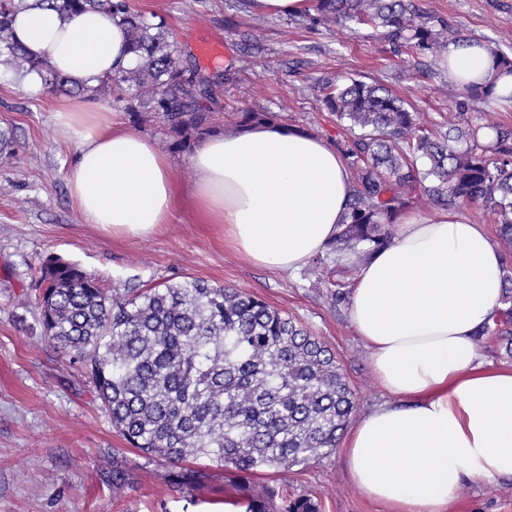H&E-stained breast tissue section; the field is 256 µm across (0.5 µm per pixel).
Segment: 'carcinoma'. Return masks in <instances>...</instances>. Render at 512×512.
Wrapping results in <instances>:
<instances>
[{
	"mask_svg": "<svg viewBox=\"0 0 512 512\" xmlns=\"http://www.w3.org/2000/svg\"><path fill=\"white\" fill-rule=\"evenodd\" d=\"M68 21L89 8L122 17L136 67L86 87L88 99L108 97L125 109L161 113L171 133L198 139L212 131L211 108L200 104L205 80L184 68L164 22L154 23L129 0H36ZM26 0H0V57L10 71L41 75L50 92H72L69 81L32 57L13 35ZM310 22L377 29L396 56L435 65L451 31L423 18L413 0H313ZM326 108L349 137L336 142L352 171L344 223L331 241L336 256H367L390 242L393 217L410 205L419 184L435 206L476 204L494 216L512 251V125L462 131L448 121L425 128L411 103L358 78L316 84ZM276 121L271 112L240 113L235 131ZM422 159L428 168L420 170ZM45 334L82 363L118 432L149 458L196 462L240 478L236 498L246 512H319L307 497L286 498L274 485L248 490L262 469L286 472L336 448L355 409L336 354L306 328L265 301L200 279L110 292L78 265L48 259L34 282ZM493 325L512 356V276Z\"/></svg>",
	"mask_w": 512,
	"mask_h": 512,
	"instance_id": "cac0c4a2",
	"label": "carcinoma"
}]
</instances>
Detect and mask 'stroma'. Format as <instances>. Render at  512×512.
Here are the masks:
<instances>
[{
    "label": "stroma",
    "instance_id": "obj_1",
    "mask_svg": "<svg viewBox=\"0 0 512 512\" xmlns=\"http://www.w3.org/2000/svg\"><path fill=\"white\" fill-rule=\"evenodd\" d=\"M428 17L445 19L467 41L512 56V0H415ZM136 11L164 18L184 67L214 85L213 125L233 130L238 112H272L279 123L329 142L343 139L336 116L321 102L317 78L356 76L407 96L423 126L447 115L459 126L512 124V110L490 101L461 102L448 74L419 70L393 57L368 26L309 28L299 14L269 18L249 0H130ZM218 46L221 59L202 61L198 47ZM59 92L29 94L0 84V129L12 130L15 154L0 159V512H224L231 472L201 471L198 484L175 491L182 467L129 448L113 427L93 383L45 336L34 303L33 275L50 257L78 264L105 288H148L200 278L257 296L296 320L335 352L354 393L356 412L383 401L369 353L356 336L347 303H335L326 274L310 268L273 273L238 253L220 224L199 223L190 191L195 138L171 134L158 113L117 108L124 127L151 140L172 163L174 210L147 238L116 237L86 223L74 208L66 175L74 160L58 138L53 113ZM122 449L130 478L112 484V451ZM253 484L277 483L304 495L321 512H377L331 452L282 474L267 470ZM449 512H512V480L466 482Z\"/></svg>",
    "mask_w": 512,
    "mask_h": 512
}]
</instances>
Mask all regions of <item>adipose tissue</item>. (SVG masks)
Wrapping results in <instances>:
<instances>
[{"label": "adipose tissue", "mask_w": 512, "mask_h": 512, "mask_svg": "<svg viewBox=\"0 0 512 512\" xmlns=\"http://www.w3.org/2000/svg\"><path fill=\"white\" fill-rule=\"evenodd\" d=\"M14 33L80 86L136 63L119 20L96 10L65 22L32 4L16 14ZM444 60L453 84L492 88L512 107V75L486 47L452 42ZM54 124L74 150L69 197L88 223L133 238L168 223L171 162L150 140L83 101H62ZM190 164L200 219L227 225L236 250L267 270L300 271L343 222L351 173L318 136L257 124L205 138ZM395 222L389 245L346 257L357 267L350 322L388 399L354 420L342 452L379 512H448L465 481L512 479V368L485 362L476 342L499 306L505 261L484 225L459 211H405Z\"/></svg>", "instance_id": "adipose-tissue-1"}]
</instances>
